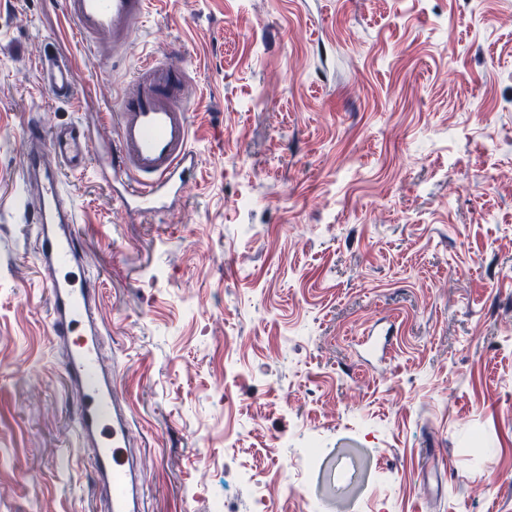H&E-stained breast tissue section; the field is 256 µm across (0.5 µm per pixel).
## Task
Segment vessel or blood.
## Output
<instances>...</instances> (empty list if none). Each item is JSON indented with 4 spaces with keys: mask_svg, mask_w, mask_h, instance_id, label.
<instances>
[{
    "mask_svg": "<svg viewBox=\"0 0 512 512\" xmlns=\"http://www.w3.org/2000/svg\"><path fill=\"white\" fill-rule=\"evenodd\" d=\"M148 6L149 0H64V15L81 39L95 47L111 45L117 58L130 49ZM39 75L46 90L70 97L75 71L67 58L44 57ZM190 96L182 65L156 54L146 56L122 88L110 115L116 131L110 168L123 188V207L156 217L186 192L198 161L190 142ZM93 150L80 124L50 133L30 125L22 182L37 196L31 221L51 290V331L66 352L67 387L78 395L76 446L90 454L94 484L107 497V512H140L128 410L114 373L100 357L99 288L85 273L87 257L79 246L75 213L63 196V171L81 170Z\"/></svg>",
    "mask_w": 512,
    "mask_h": 512,
    "instance_id": "vessel-or-blood-1",
    "label": "vessel or blood"
}]
</instances>
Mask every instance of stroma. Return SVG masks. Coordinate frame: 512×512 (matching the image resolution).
<instances>
[{
	"instance_id": "35a3bbf8",
	"label": "stroma",
	"mask_w": 512,
	"mask_h": 512,
	"mask_svg": "<svg viewBox=\"0 0 512 512\" xmlns=\"http://www.w3.org/2000/svg\"><path fill=\"white\" fill-rule=\"evenodd\" d=\"M151 53L188 71L198 154L152 219L104 174L103 114ZM31 121L96 145L63 187L141 512H255L258 485L268 512H512V0H152L123 60L62 0H0V512H105L19 181ZM39 75L45 89L57 98H69L75 82L72 63L62 56H45L39 62Z\"/></svg>"
}]
</instances>
